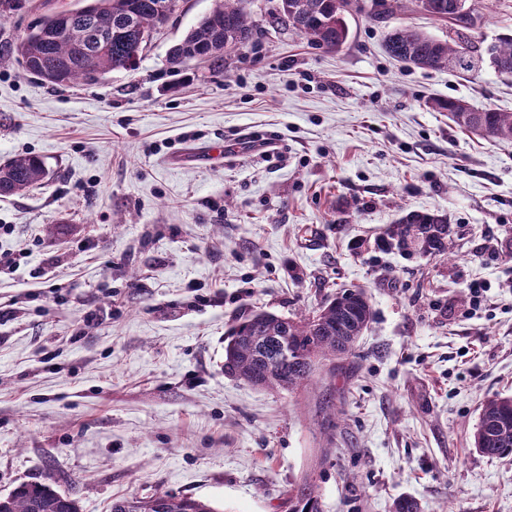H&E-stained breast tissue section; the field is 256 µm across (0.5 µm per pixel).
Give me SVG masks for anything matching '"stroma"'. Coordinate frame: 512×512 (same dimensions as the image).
Here are the masks:
<instances>
[{"label": "stroma", "instance_id": "obj_1", "mask_svg": "<svg viewBox=\"0 0 512 512\" xmlns=\"http://www.w3.org/2000/svg\"><path fill=\"white\" fill-rule=\"evenodd\" d=\"M346 21L340 52L252 0L251 44L211 75L169 51L214 7L179 0L139 68L56 89L16 44L85 0H0V162L34 154L44 183L0 197V494H75L81 512L157 492L217 512H512V455L473 446L480 406L512 396V143L426 105L512 112V79L391 59L407 10ZM473 34L512 35V0ZM447 215L451 258L382 242L405 212ZM485 281L480 297L469 285ZM347 288L373 311L353 354L302 388L224 370V334L258 312L296 317ZM289 499L291 512H322L317 486L308 479L291 491Z\"/></svg>", "mask_w": 512, "mask_h": 512}]
</instances>
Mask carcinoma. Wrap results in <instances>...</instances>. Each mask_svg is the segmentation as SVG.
Masks as SVG:
<instances>
[{
	"label": "carcinoma",
	"instance_id": "1",
	"mask_svg": "<svg viewBox=\"0 0 512 512\" xmlns=\"http://www.w3.org/2000/svg\"><path fill=\"white\" fill-rule=\"evenodd\" d=\"M179 0H89L72 11L71 25L59 31L56 17H44L17 44L26 70L52 86L89 82L115 70L135 71L147 41L173 14ZM454 0H429L434 18L452 22L448 39L434 38L413 25L395 27L385 40L394 60L424 69L452 68L476 74L487 64L512 76V35L480 49L470 31L472 11L452 7ZM249 0H216L215 8L169 52L168 65L179 74L187 62L202 57L214 73L224 71V55L247 46L254 35ZM373 19H384L406 6L405 0H375ZM353 0H279L277 19L311 45L340 51L349 37L346 13ZM428 106L448 113L456 127L489 140L512 142V112L475 109L460 99H432ZM49 174L33 154L0 163V195H21ZM448 217L407 211L388 230V244L419 247L434 256L448 255ZM373 318L364 290L348 288L317 310L296 319L271 312L254 313L238 322L224 346V368L233 378L257 388L293 391L311 380L324 362L353 353ZM474 447L489 457L512 455V396L495 395L481 407ZM291 512H322L314 482L306 479L290 493ZM0 512H80L79 501L51 485L23 483L0 495ZM111 512H215L192 497L156 493L148 498L112 501Z\"/></svg>",
	"mask_w": 512,
	"mask_h": 512
}]
</instances>
